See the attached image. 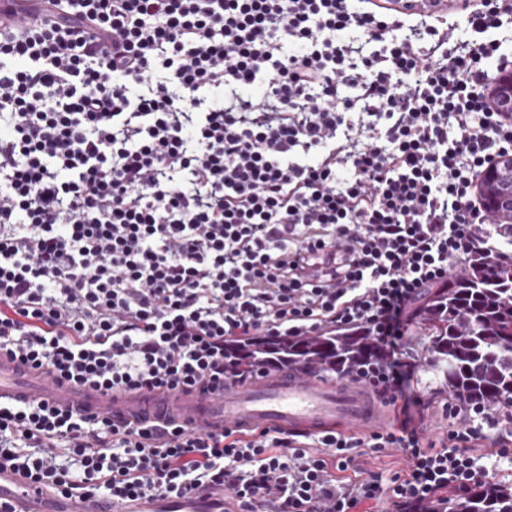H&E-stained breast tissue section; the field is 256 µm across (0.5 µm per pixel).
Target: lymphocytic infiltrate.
Masks as SVG:
<instances>
[{
    "instance_id": "1",
    "label": "lymphocytic infiltrate",
    "mask_w": 512,
    "mask_h": 512,
    "mask_svg": "<svg viewBox=\"0 0 512 512\" xmlns=\"http://www.w3.org/2000/svg\"><path fill=\"white\" fill-rule=\"evenodd\" d=\"M0 27V350L104 393L245 383L230 340L363 326L407 306L489 229L481 173L512 153L487 94L512 0L457 19L380 0H29ZM348 380L394 402L397 363ZM440 446L128 426L0 403V469L115 501L227 492L243 512H427L490 469L499 421L451 409ZM395 448L404 472L342 479Z\"/></svg>"
}]
</instances>
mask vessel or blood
<instances>
[{"label": "vessel or blood", "mask_w": 512, "mask_h": 512, "mask_svg": "<svg viewBox=\"0 0 512 512\" xmlns=\"http://www.w3.org/2000/svg\"><path fill=\"white\" fill-rule=\"evenodd\" d=\"M51 404L92 417L109 415L120 424L177 422L220 430L231 426L259 430L269 426L290 431L346 430L369 433L388 426L391 415L383 400L355 384H336L319 376L282 372L256 373L243 384L216 389L104 395L90 387L51 380L19 359L0 354V402ZM0 501L14 512H238L223 496L137 499L122 502L51 493L20 473L0 470Z\"/></svg>", "instance_id": "1"}]
</instances>
